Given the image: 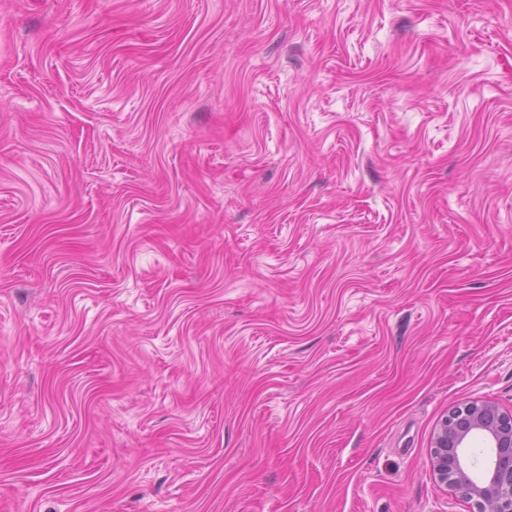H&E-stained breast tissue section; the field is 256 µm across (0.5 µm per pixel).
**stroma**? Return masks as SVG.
<instances>
[{"label": "stroma", "mask_w": 512, "mask_h": 512, "mask_svg": "<svg viewBox=\"0 0 512 512\" xmlns=\"http://www.w3.org/2000/svg\"><path fill=\"white\" fill-rule=\"evenodd\" d=\"M512 413V0H0V512H475ZM474 435L495 448L478 479L464 451ZM431 466L440 484L474 499L477 512H512V414L488 401L449 412L433 437Z\"/></svg>", "instance_id": "35a3bbf8"}]
</instances>
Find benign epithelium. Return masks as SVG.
Here are the masks:
<instances>
[{"mask_svg": "<svg viewBox=\"0 0 512 512\" xmlns=\"http://www.w3.org/2000/svg\"><path fill=\"white\" fill-rule=\"evenodd\" d=\"M474 435L494 449L477 479L464 451ZM431 466L438 482L474 500L477 512H512V414L488 401L449 412L433 437Z\"/></svg>", "mask_w": 512, "mask_h": 512, "instance_id": "obj_1", "label": "benign epithelium"}]
</instances>
